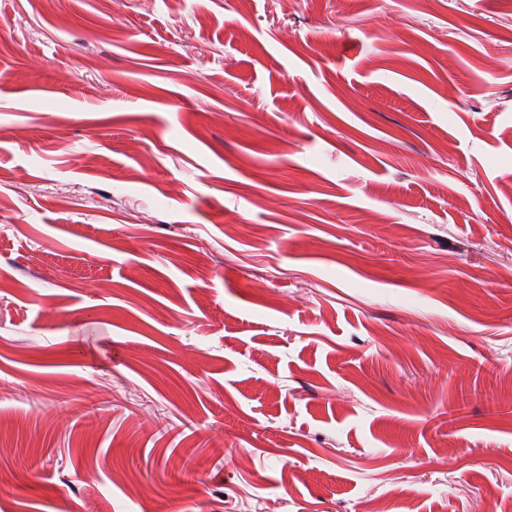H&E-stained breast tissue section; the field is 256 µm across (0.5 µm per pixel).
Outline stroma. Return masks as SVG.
Listing matches in <instances>:
<instances>
[{
	"instance_id": "1",
	"label": "stroma",
	"mask_w": 512,
	"mask_h": 512,
	"mask_svg": "<svg viewBox=\"0 0 512 512\" xmlns=\"http://www.w3.org/2000/svg\"><path fill=\"white\" fill-rule=\"evenodd\" d=\"M0 275V512H512V8L0 0Z\"/></svg>"
}]
</instances>
